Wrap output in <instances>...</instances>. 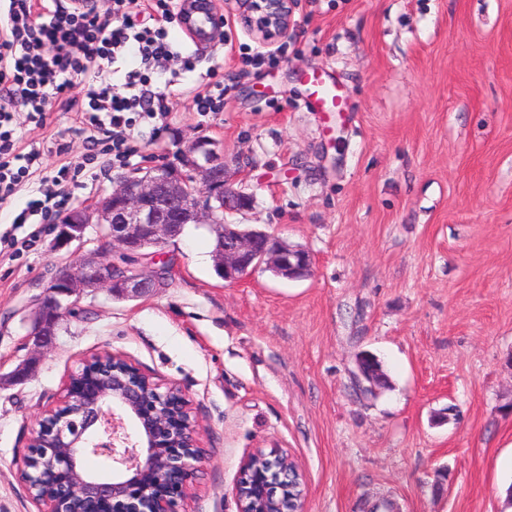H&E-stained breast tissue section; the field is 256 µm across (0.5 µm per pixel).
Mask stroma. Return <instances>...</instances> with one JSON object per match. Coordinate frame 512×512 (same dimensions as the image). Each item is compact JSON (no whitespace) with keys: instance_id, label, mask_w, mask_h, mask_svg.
Returning <instances> with one entry per match:
<instances>
[{"instance_id":"obj_1","label":"stroma","mask_w":512,"mask_h":512,"mask_svg":"<svg viewBox=\"0 0 512 512\" xmlns=\"http://www.w3.org/2000/svg\"><path fill=\"white\" fill-rule=\"evenodd\" d=\"M224 40L195 49L196 69L230 90L200 116L173 99L168 125L143 126L131 165L78 177L73 206H91L114 178L175 165L196 138L219 143L236 184L254 197L230 224L306 249L313 272L289 281L256 270L219 277L215 237L186 225L147 273L167 287L137 300L100 290L63 321L37 374L0 385V512H38L20 476L38 419L66 393L83 358L122 354L192 402L199 463L186 512H237L239 466L262 451L290 455L305 512H512V0H294L288 58L247 65L264 47L222 5ZM329 74L343 111H318L305 78ZM82 162L87 133L73 113L26 126ZM21 191L0 207V373L29 354L24 317L75 253L12 230ZM381 360L387 386L360 396L356 357Z\"/></svg>"}]
</instances>
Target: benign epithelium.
<instances>
[{"instance_id":"benign-epithelium-1","label":"benign epithelium","mask_w":512,"mask_h":512,"mask_svg":"<svg viewBox=\"0 0 512 512\" xmlns=\"http://www.w3.org/2000/svg\"><path fill=\"white\" fill-rule=\"evenodd\" d=\"M246 31L258 42L274 44L292 28V0H235ZM220 14L219 0H183L184 24L200 10ZM253 197L229 181L223 153L209 139L183 151L181 167H153L121 176L111 193L92 207H76L56 224L53 250L82 247L89 225L101 224L100 248L60 270L36 300L27 323L25 345L31 356L0 382L31 379L38 358L50 350L65 318L85 291L105 290L117 299H136L161 287L163 266L150 274L134 271L122 259L140 260L181 235L188 224H207L216 235L215 267L226 282L257 268L287 280L310 276L311 255L264 230H243L224 221L226 213L248 210ZM22 475L42 512H180L189 483L204 459L197 421L189 400L174 384L153 380L124 356L93 354L70 375L66 393L38 422ZM105 456L108 477L88 472L83 459ZM288 454L257 451L241 463L235 497L238 512H304L306 487L278 470L271 494L248 491L261 464Z\"/></svg>"}]
</instances>
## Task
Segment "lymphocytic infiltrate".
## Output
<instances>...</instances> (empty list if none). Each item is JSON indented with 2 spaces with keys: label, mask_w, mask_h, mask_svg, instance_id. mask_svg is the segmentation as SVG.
Segmentation results:
<instances>
[{
  "label": "lymphocytic infiltrate",
  "mask_w": 512,
  "mask_h": 512,
  "mask_svg": "<svg viewBox=\"0 0 512 512\" xmlns=\"http://www.w3.org/2000/svg\"><path fill=\"white\" fill-rule=\"evenodd\" d=\"M174 18L172 0H88L80 9L69 0H0V205L38 185L13 227L59 215L81 165L95 179L128 166L140 126L168 121L174 93L153 87V74L174 59L182 71L195 69L193 55L181 54L169 37ZM122 64L123 82H106ZM77 78L83 91L75 96ZM56 112L74 113L93 136L82 164L63 155L47 175L42 150L27 145L21 126L48 127Z\"/></svg>",
  "instance_id": "obj_1"
}]
</instances>
